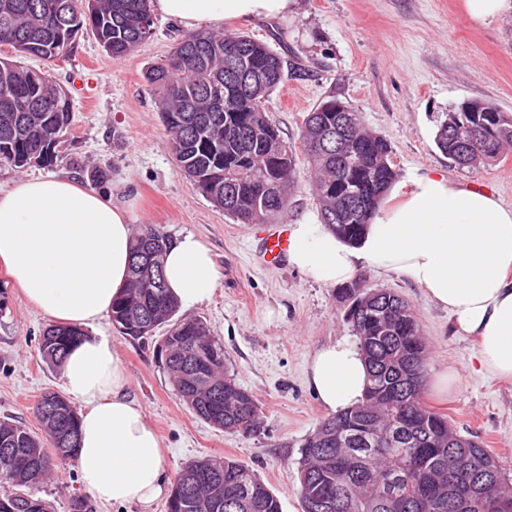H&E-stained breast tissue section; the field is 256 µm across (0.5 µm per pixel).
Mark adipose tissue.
<instances>
[{
    "label": "adipose tissue",
    "mask_w": 512,
    "mask_h": 512,
    "mask_svg": "<svg viewBox=\"0 0 512 512\" xmlns=\"http://www.w3.org/2000/svg\"><path fill=\"white\" fill-rule=\"evenodd\" d=\"M291 0H150L152 11L186 28L228 19L275 18ZM133 231L110 196L64 173L14 180L0 189V266L28 303L54 322L85 329L60 367L65 392L82 406L76 463L84 489L105 504L152 512L166 496L159 437L126 394L128 375L96 324L126 286ZM288 261L325 286L350 281L364 264L421 288L478 342L480 367L512 379V207L487 192L425 172L391 188L358 246L308 220L292 225ZM164 275L180 308L209 301L220 273L195 235L177 238ZM308 382L333 413L361 402L368 371L344 340L315 350Z\"/></svg>",
    "instance_id": "obj_1"
}]
</instances>
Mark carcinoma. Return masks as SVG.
Returning <instances> with one entry per match:
<instances>
[{
    "instance_id": "cac0c4a2",
    "label": "carcinoma",
    "mask_w": 512,
    "mask_h": 512,
    "mask_svg": "<svg viewBox=\"0 0 512 512\" xmlns=\"http://www.w3.org/2000/svg\"><path fill=\"white\" fill-rule=\"evenodd\" d=\"M149 0H0V42L12 54L0 57V162L18 169L50 166L59 141L72 125L73 101L49 71L27 67L33 57L51 63L66 56L79 34L89 31L114 59L130 55L151 34ZM243 54L245 68L229 79L227 59ZM283 77V58L267 44L242 32L201 30L183 36L170 57L146 73L158 94V108L170 137L178 168L208 200L240 224H265L288 204L287 182L295 153L267 116L265 102ZM331 97L312 114L316 121L300 134L314 173L320 213L332 211L326 228L349 243L362 236L379 202L399 178L390 161L388 141L363 128L360 113ZM460 135L443 120L435 134L437 148L460 168L490 166L512 144V117L453 110ZM344 124L356 160L347 168L336 154L323 152L318 131ZM169 239L151 225L134 234L129 287L112 305V324L135 340L147 339L162 326L173 344L166 368L184 404L205 422L226 432L243 433L257 424L259 405L239 387L225 367L224 345L201 319H176L178 305L164 283ZM158 276L161 287L153 285ZM356 306L352 327L368 375L363 400L320 425L335 438L322 447L307 438L298 470L302 512H503L497 477L505 475L497 455L477 440L462 437L448 418L422 402L426 343L414 310L384 288H342ZM83 336L78 327L52 325L42 333L43 361L61 365L69 347ZM194 336L206 337L205 357L224 377L223 412L214 418L208 396L177 379L178 366L196 356ZM40 396L33 410L46 437L20 422L0 420V479L20 491L0 495V512H52L50 503L22 492L43 482L53 461L76 457L77 444L63 440L61 420L79 430L72 403L57 400L60 412L44 408ZM403 425L404 440L374 454L366 442L372 433ZM218 465L219 494L192 475L204 465ZM166 512H281L277 497L247 465L234 459H199L184 464L176 477Z\"/></svg>"
}]
</instances>
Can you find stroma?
I'll list each match as a JSON object with an SVG mask.
<instances>
[{
	"label": "stroma",
	"mask_w": 512,
	"mask_h": 512,
	"mask_svg": "<svg viewBox=\"0 0 512 512\" xmlns=\"http://www.w3.org/2000/svg\"><path fill=\"white\" fill-rule=\"evenodd\" d=\"M224 27L267 43L284 59L283 79L266 110L297 155L288 206L277 221L237 223L180 173L145 74L163 62L185 29L160 15L152 36L125 58H110L85 33L68 57L50 64L75 107L52 170L85 185L93 171L107 172L100 189L125 209L129 224L156 225L172 240L193 233L218 264L221 279L211 300L177 316L207 322L223 341L229 374L259 403L256 432L227 433L195 416L158 363L153 343L121 335L111 319L99 324L124 362L130 398L160 437L166 478L175 480L184 463L199 457L231 458L254 469L281 512H302L301 447L328 416L307 382L308 360L329 342L355 338L338 288L317 284L286 263L265 264L259 254L280 225L319 216L300 151L303 117L338 98L360 112L365 128L387 139L399 185H408L414 173L436 170L511 206L512 147L494 165L461 169L437 149L434 137L446 113L468 100L492 103L512 116V9L478 23L463 0H292L281 17L228 20ZM355 279L409 302L429 345L425 406L491 448L512 476V381L481 370L473 338L457 332L447 311L414 284L369 265ZM49 324L0 267V419L34 431L40 428L34 402L44 391L63 389L59 369L47 366L38 350ZM447 370L458 382L442 394L433 382ZM33 492L53 512H71L72 498L84 493L76 464H57Z\"/></svg>",
	"instance_id": "obj_1"
}]
</instances>
